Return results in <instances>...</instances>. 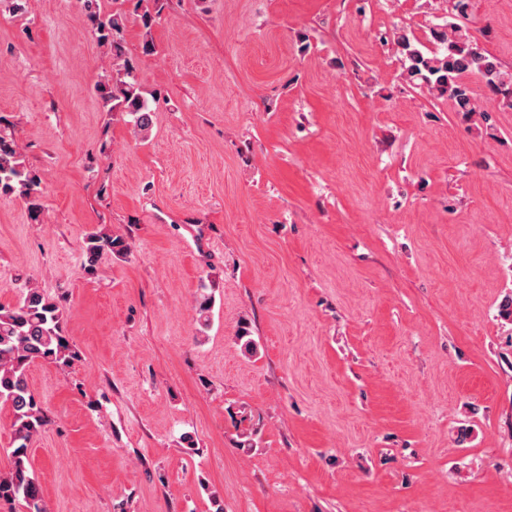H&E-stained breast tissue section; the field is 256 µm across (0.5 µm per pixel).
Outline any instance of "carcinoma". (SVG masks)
I'll use <instances>...</instances> for the list:
<instances>
[{
	"label": "carcinoma",
	"mask_w": 512,
	"mask_h": 512,
	"mask_svg": "<svg viewBox=\"0 0 512 512\" xmlns=\"http://www.w3.org/2000/svg\"><path fill=\"white\" fill-rule=\"evenodd\" d=\"M87 25L97 43L112 52L118 66L117 77L99 81L95 90L107 112H126L136 128L147 132L152 127L153 110L143 97L137 81L136 61L127 56L123 32L126 12L117 9L109 14L101 0H78ZM469 0H453L451 16L430 29L431 49L405 28L394 26L381 35L384 43L392 42L402 56L403 79L413 88L434 99H446L454 111L470 118L479 116L484 123L497 111L492 104L480 105L471 96L466 77L476 75L489 91L508 101L512 108V70L492 55L469 29L455 22L467 13ZM40 179L20 159L13 134L0 131V195H17L25 199L31 214L40 209ZM131 245L121 236L91 232L84 246L85 267L92 272L105 252L121 257ZM77 358L66 335L63 309L40 289L26 283L14 306L0 305V403L13 414L12 468L0 477V500L22 501L28 512H45L41 486L31 471L29 445L47 423L40 402L28 383V368L40 360L57 366H69Z\"/></svg>",
	"instance_id": "cac0c4a2"
}]
</instances>
